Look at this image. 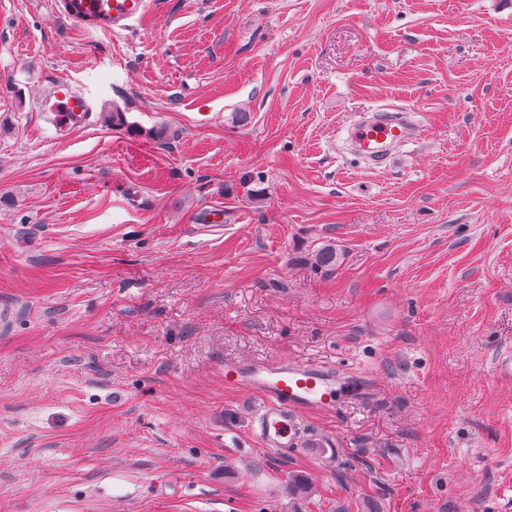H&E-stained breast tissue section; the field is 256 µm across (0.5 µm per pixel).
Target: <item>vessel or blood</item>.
<instances>
[{"mask_svg":"<svg viewBox=\"0 0 512 512\" xmlns=\"http://www.w3.org/2000/svg\"><path fill=\"white\" fill-rule=\"evenodd\" d=\"M62 9L75 22L119 33L142 20L148 0H62ZM42 107L62 128L86 124L92 111L90 98L63 81L52 82ZM420 137L418 123L403 113L382 110L355 123L349 131L352 145L376 167L393 158L397 146ZM224 385L246 388L257 397L253 432L266 448L298 444L304 431V413L336 410L364 392L354 378L309 360L228 363L224 366Z\"/></svg>","mask_w":512,"mask_h":512,"instance_id":"vessel-or-blood-1","label":"vessel or blood"}]
</instances>
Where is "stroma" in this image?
<instances>
[{"label":"stroma","mask_w":512,"mask_h":512,"mask_svg":"<svg viewBox=\"0 0 512 512\" xmlns=\"http://www.w3.org/2000/svg\"><path fill=\"white\" fill-rule=\"evenodd\" d=\"M54 80L100 115L64 140ZM386 105L423 135L375 168L346 131ZM506 349L512 0H150L117 35L0 0V512H512ZM264 359L366 392L280 455L224 386ZM311 263L324 271H334L344 262V251L339 245L332 242L322 244L311 254Z\"/></svg>","instance_id":"1"}]
</instances>
